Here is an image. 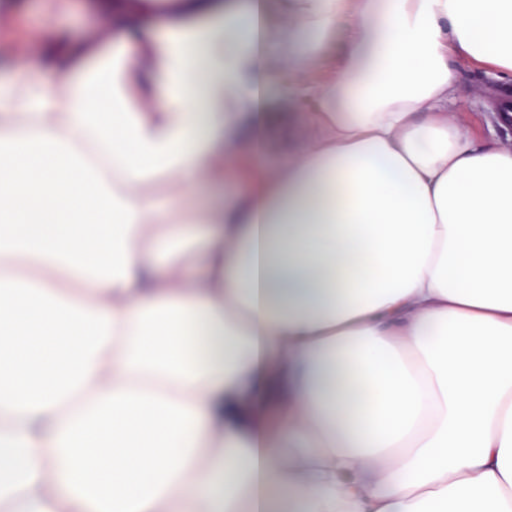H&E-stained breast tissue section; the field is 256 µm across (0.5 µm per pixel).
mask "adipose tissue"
Here are the masks:
<instances>
[{"instance_id":"obj_1","label":"adipose tissue","mask_w":512,"mask_h":512,"mask_svg":"<svg viewBox=\"0 0 512 512\" xmlns=\"http://www.w3.org/2000/svg\"><path fill=\"white\" fill-rule=\"evenodd\" d=\"M92 9L0 31V512H512V0ZM48 0H0V26L15 21V13L26 12V25L34 34L18 47L19 55L27 62L38 60L47 38L63 37L79 43L91 37L98 29L90 22V0H71L69 11L62 16H50ZM47 34V35H46ZM457 99L450 113L458 124L479 139L495 138L512 148V122L500 123L499 99H512V83L500 81L485 68L459 64L456 70Z\"/></svg>"}]
</instances>
